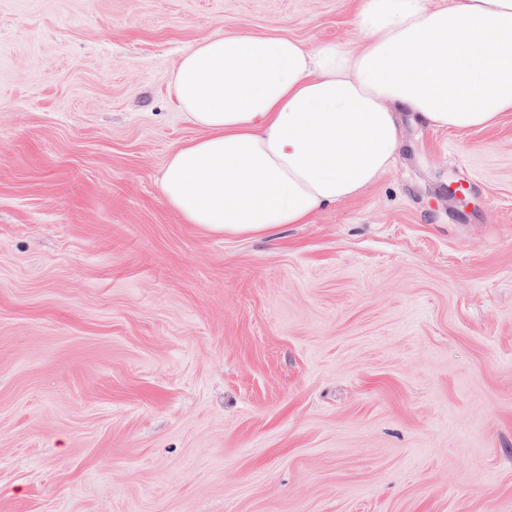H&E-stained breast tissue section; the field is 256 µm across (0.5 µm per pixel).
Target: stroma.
<instances>
[{
    "mask_svg": "<svg viewBox=\"0 0 512 512\" xmlns=\"http://www.w3.org/2000/svg\"><path fill=\"white\" fill-rule=\"evenodd\" d=\"M366 2L0 0V512H512V112L266 237L160 188L186 52Z\"/></svg>",
    "mask_w": 512,
    "mask_h": 512,
    "instance_id": "1",
    "label": "stroma"
}]
</instances>
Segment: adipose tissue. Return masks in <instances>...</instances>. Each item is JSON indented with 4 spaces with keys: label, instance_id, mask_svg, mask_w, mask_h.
<instances>
[{
    "label": "adipose tissue",
    "instance_id": "1",
    "mask_svg": "<svg viewBox=\"0 0 512 512\" xmlns=\"http://www.w3.org/2000/svg\"><path fill=\"white\" fill-rule=\"evenodd\" d=\"M358 47L284 36L198 43L174 89L200 129L161 188L188 223L258 236L304 224L391 168L398 113L459 130L512 111V0H371Z\"/></svg>",
    "mask_w": 512,
    "mask_h": 512
}]
</instances>
